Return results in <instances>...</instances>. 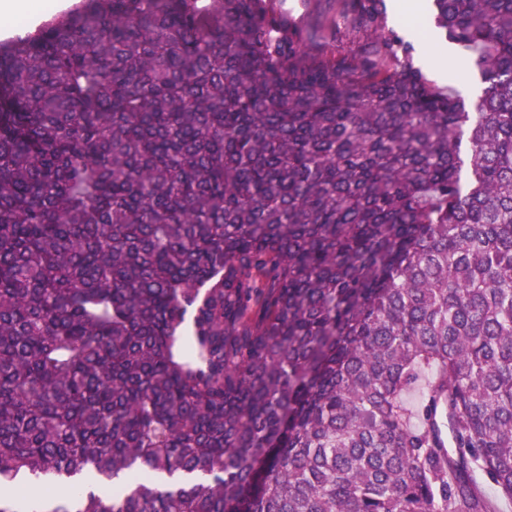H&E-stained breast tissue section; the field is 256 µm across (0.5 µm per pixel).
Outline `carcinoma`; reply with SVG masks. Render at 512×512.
<instances>
[{"label":"carcinoma","instance_id":"cac0c4a2","mask_svg":"<svg viewBox=\"0 0 512 512\" xmlns=\"http://www.w3.org/2000/svg\"><path fill=\"white\" fill-rule=\"evenodd\" d=\"M334 2L80 0L0 43V487L34 512L512 501V0H433L474 101ZM85 471L124 484L53 499ZM286 6L305 25L317 26L331 12L332 3L330 0H286Z\"/></svg>","mask_w":512,"mask_h":512}]
</instances>
